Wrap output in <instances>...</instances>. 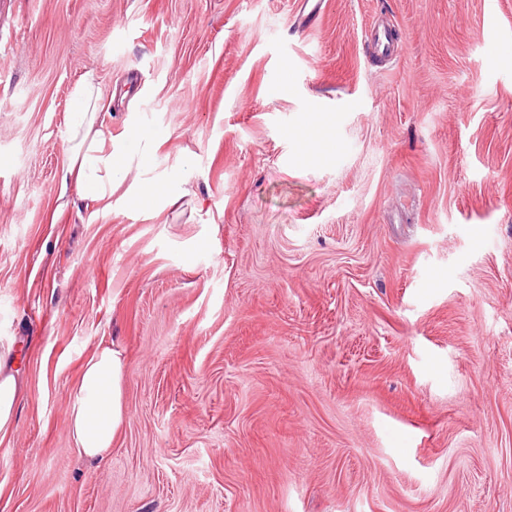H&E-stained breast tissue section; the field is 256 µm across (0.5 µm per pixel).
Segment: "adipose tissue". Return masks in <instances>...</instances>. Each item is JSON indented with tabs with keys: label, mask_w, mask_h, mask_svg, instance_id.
<instances>
[{
	"label": "adipose tissue",
	"mask_w": 512,
	"mask_h": 512,
	"mask_svg": "<svg viewBox=\"0 0 512 512\" xmlns=\"http://www.w3.org/2000/svg\"><path fill=\"white\" fill-rule=\"evenodd\" d=\"M101 97L92 76H85L77 90L76 121L62 180L74 184L80 200L107 206L118 157L137 155L141 138L139 132H132L120 149H113L111 136L97 118ZM124 371V355L112 344L99 345L84 362L67 404L69 436L79 457L97 460L110 451L127 417Z\"/></svg>",
	"instance_id": "1"
}]
</instances>
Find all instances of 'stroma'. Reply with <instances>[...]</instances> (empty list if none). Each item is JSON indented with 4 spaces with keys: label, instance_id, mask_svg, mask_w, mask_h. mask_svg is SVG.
Instances as JSON below:
<instances>
[{
    "label": "stroma",
    "instance_id": "1",
    "mask_svg": "<svg viewBox=\"0 0 512 512\" xmlns=\"http://www.w3.org/2000/svg\"><path fill=\"white\" fill-rule=\"evenodd\" d=\"M301 2L0 0V512H512V0ZM87 74L143 153L60 213ZM125 360L114 344H101L84 362L67 404L69 436L75 453L85 459L105 457L125 423ZM6 361L0 359V435H7L13 425L15 405L18 398L17 372Z\"/></svg>",
    "mask_w": 512,
    "mask_h": 512
}]
</instances>
